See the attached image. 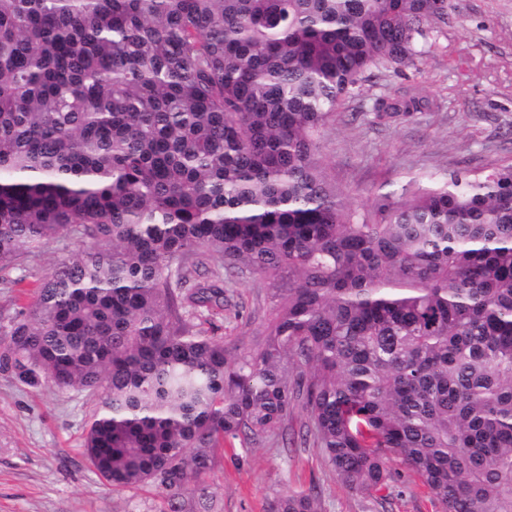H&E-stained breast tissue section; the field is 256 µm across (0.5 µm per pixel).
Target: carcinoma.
<instances>
[{
  "label": "carcinoma",
  "instance_id": "1",
  "mask_svg": "<svg viewBox=\"0 0 512 512\" xmlns=\"http://www.w3.org/2000/svg\"><path fill=\"white\" fill-rule=\"evenodd\" d=\"M447 19V0H0V271L82 243L9 322L0 375L95 396L84 453L113 487L201 512L224 443L299 409L351 489L398 461L440 512H512V163L359 207L321 156L367 71L415 65ZM214 261L269 285L254 347L203 327Z\"/></svg>",
  "mask_w": 512,
  "mask_h": 512
}]
</instances>
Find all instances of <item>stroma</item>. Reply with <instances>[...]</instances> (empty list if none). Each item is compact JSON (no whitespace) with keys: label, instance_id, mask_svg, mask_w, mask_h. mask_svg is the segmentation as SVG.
<instances>
[{"label":"stroma","instance_id":"1","mask_svg":"<svg viewBox=\"0 0 512 512\" xmlns=\"http://www.w3.org/2000/svg\"><path fill=\"white\" fill-rule=\"evenodd\" d=\"M418 88L417 111L380 123L376 104ZM331 179L356 205L379 195L401 196L427 174L512 163V0H448V22L435 32L418 67L397 75L366 74L349 99L342 122L324 140ZM80 245L52 240L0 283V327L27 304V293ZM95 397L87 392L39 389L0 377V512H159L155 489H115L83 455L86 423ZM299 419L288 439L225 447L210 486L211 512H271L291 492L319 496L323 512H439L421 480L407 468L378 505L348 488L305 447Z\"/></svg>","mask_w":512,"mask_h":512}]
</instances>
